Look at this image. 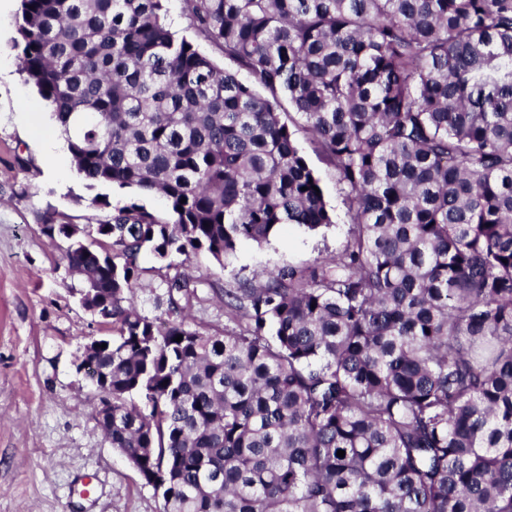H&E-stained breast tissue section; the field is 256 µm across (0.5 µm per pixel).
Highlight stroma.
<instances>
[{"mask_svg":"<svg viewBox=\"0 0 512 512\" xmlns=\"http://www.w3.org/2000/svg\"><path fill=\"white\" fill-rule=\"evenodd\" d=\"M21 0L0 5V512H162V501L105 439L92 415L98 394L77 368L82 347L108 336L79 301L81 284L62 258L64 242L42 232L45 217L85 225L106 211L96 197L133 201L168 217L163 199L89 188L69 156L49 160L58 139L51 107L27 83L14 41ZM298 144L319 177L336 222L311 231L280 227L264 245L240 242L226 265L201 252L189 265L204 278L191 311L200 331L225 318L214 294L285 265L306 266L343 250L350 238L334 168L312 137Z\"/></svg>","mask_w":512,"mask_h":512,"instance_id":"stroma-1","label":"stroma"}]
</instances>
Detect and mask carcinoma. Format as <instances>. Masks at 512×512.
I'll list each match as a JSON object with an SVG mask.
<instances>
[{
    "label": "carcinoma",
    "mask_w": 512,
    "mask_h": 512,
    "mask_svg": "<svg viewBox=\"0 0 512 512\" xmlns=\"http://www.w3.org/2000/svg\"><path fill=\"white\" fill-rule=\"evenodd\" d=\"M21 2L19 70L78 173L172 215L105 197L95 255L63 250L110 308L101 429L162 512H512V0H183L234 70L167 0ZM301 122L344 249L221 290V334L186 271L141 313L145 252L222 265L334 223ZM167 7L168 19L171 22L173 30L176 31L179 36L193 40L201 52L212 58L218 64L223 65L224 68L235 69V65L229 60L224 59V55L217 47L195 36L194 30L185 15L182 0H169Z\"/></svg>",
    "instance_id": "obj_1"
}]
</instances>
